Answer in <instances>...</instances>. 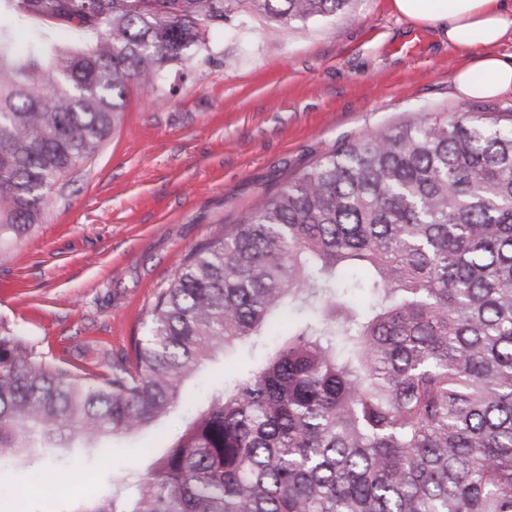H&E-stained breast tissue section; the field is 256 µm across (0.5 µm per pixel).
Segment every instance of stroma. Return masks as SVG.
<instances>
[{"label": "stroma", "mask_w": 512, "mask_h": 512, "mask_svg": "<svg viewBox=\"0 0 512 512\" xmlns=\"http://www.w3.org/2000/svg\"><path fill=\"white\" fill-rule=\"evenodd\" d=\"M468 53L391 0H350L326 21L211 30L207 50L157 84H129L121 123L52 195L45 220L0 248V323L51 364L102 371L132 356L187 254L342 143L431 116L512 117V94L459 98ZM239 350L187 381L195 402L245 371ZM170 416L112 449L61 448L0 466V512L96 499L144 479L181 430Z\"/></svg>", "instance_id": "35a3bbf8"}]
</instances>
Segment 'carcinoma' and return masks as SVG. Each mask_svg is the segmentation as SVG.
I'll return each instance as SVG.
<instances>
[{
  "mask_svg": "<svg viewBox=\"0 0 512 512\" xmlns=\"http://www.w3.org/2000/svg\"><path fill=\"white\" fill-rule=\"evenodd\" d=\"M348 3L0 0L49 23L21 47L0 25V245L43 223L130 81L226 22ZM148 319L134 361L83 374L0 327V461L33 435L102 448L185 414L132 493L61 512H512V123L463 112L341 145L194 248ZM237 347L259 365L187 405L184 381Z\"/></svg>",
  "mask_w": 512,
  "mask_h": 512,
  "instance_id": "carcinoma-1",
  "label": "carcinoma"
}]
</instances>
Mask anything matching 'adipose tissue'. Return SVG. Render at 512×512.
Segmentation results:
<instances>
[{
  "label": "adipose tissue",
  "mask_w": 512,
  "mask_h": 512,
  "mask_svg": "<svg viewBox=\"0 0 512 512\" xmlns=\"http://www.w3.org/2000/svg\"><path fill=\"white\" fill-rule=\"evenodd\" d=\"M403 17L423 25L447 23L449 45L474 52V59L452 78L462 98H493L512 94V60L490 49L512 39V8L503 0H393Z\"/></svg>",
  "instance_id": "obj_1"
}]
</instances>
